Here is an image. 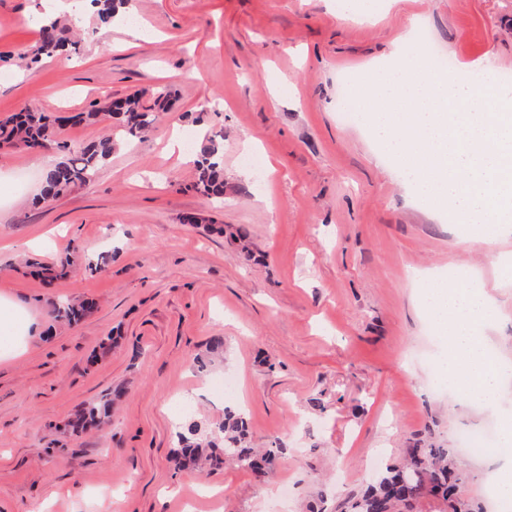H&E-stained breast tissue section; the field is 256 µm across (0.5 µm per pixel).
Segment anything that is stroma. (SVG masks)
I'll list each match as a JSON object with an SVG mask.
<instances>
[{"label": "stroma", "instance_id": "obj_1", "mask_svg": "<svg viewBox=\"0 0 512 512\" xmlns=\"http://www.w3.org/2000/svg\"><path fill=\"white\" fill-rule=\"evenodd\" d=\"M138 29L84 10L75 58L20 67L53 0H0V121L58 116L153 87L170 91L154 132L117 149L95 180L46 206L37 174L54 152L0 149V512H346L376 467L414 439L455 448L492 412L435 392L439 331L428 278L468 271L500 311L484 330L512 362V283L497 260L512 236L467 249L369 137L370 87L401 33L456 69L512 75V0H131ZM359 111L343 113L347 79ZM203 123H195L196 115ZM223 139V200L193 188V156L168 133ZM247 231L252 258L229 233ZM70 256L45 282L24 267ZM102 269L88 274V262ZM89 300L79 324H52L58 300ZM40 332H25L28 322ZM118 347L101 343L111 331ZM215 336L224 360L194 359ZM228 378L237 392L219 393ZM123 389L102 429L72 433L84 404ZM321 398L324 411L313 410ZM246 412L256 444L288 453L265 481L227 466L178 467L175 427ZM504 453L458 456L459 495L478 507Z\"/></svg>", "mask_w": 512, "mask_h": 512}]
</instances>
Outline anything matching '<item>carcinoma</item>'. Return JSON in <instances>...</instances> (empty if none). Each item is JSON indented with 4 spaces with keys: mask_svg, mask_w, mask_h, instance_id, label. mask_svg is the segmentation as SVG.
Here are the masks:
<instances>
[{
    "mask_svg": "<svg viewBox=\"0 0 512 512\" xmlns=\"http://www.w3.org/2000/svg\"><path fill=\"white\" fill-rule=\"evenodd\" d=\"M98 6L97 20L101 26L113 24L118 8L129 0H93ZM39 41L30 62L52 58L63 53H77L78 42L71 40L69 27L61 21L44 18L37 22ZM151 98L153 104L145 105ZM167 94L153 88L140 89L109 106L91 112H80L67 118L55 117L48 112L26 111L13 115L0 123V147L22 148L28 151L54 149L62 156L52 163L40 178L39 194L35 203L55 200L71 188L91 182L99 169L119 145L114 135L102 136L76 149L53 137L54 127L64 121H97L100 116L115 120L116 127L130 138H142L156 128L158 113L164 111ZM195 154V188L209 198L222 199L225 193L224 166L220 142L213 136L193 141ZM69 257L57 264L40 266L43 279L52 281L68 273ZM90 309L88 303L60 302L53 304L54 321L73 325L80 322ZM224 339L215 336L209 341L207 353L196 358L197 371L203 372L222 358ZM122 392L103 396L80 410L73 420V427L85 431L100 426L109 417L112 402L120 399ZM176 455L185 465L201 461L219 469L236 466L262 480L268 465L284 455L283 443L275 439L265 448L256 447L245 414L239 410H224V418L207 429L194 419L181 422L175 432ZM461 474L457 466L456 449L436 445L425 439L406 450L405 458L378 473L362 495L348 501V512H413L426 497H436L448 502L452 512H461L465 504L457 498Z\"/></svg>",
    "mask_w": 512,
    "mask_h": 512,
    "instance_id": "obj_1",
    "label": "carcinoma"
}]
</instances>
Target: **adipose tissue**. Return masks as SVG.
Segmentation results:
<instances>
[{
  "mask_svg": "<svg viewBox=\"0 0 512 512\" xmlns=\"http://www.w3.org/2000/svg\"><path fill=\"white\" fill-rule=\"evenodd\" d=\"M425 303L430 319L443 331L440 373L458 383V401L495 406L503 379L512 376V365L493 355L483 334L484 326L498 319L495 303L467 276L428 284Z\"/></svg>",
  "mask_w": 512,
  "mask_h": 512,
  "instance_id": "obj_1",
  "label": "adipose tissue"
}]
</instances>
